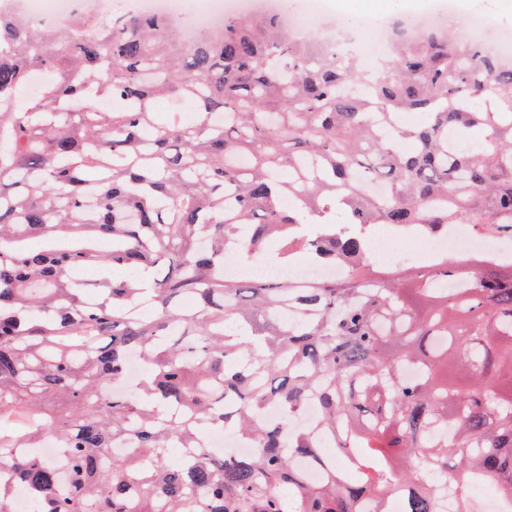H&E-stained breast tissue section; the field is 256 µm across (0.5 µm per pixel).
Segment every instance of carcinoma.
<instances>
[{"instance_id":"carcinoma-1","label":"carcinoma","mask_w":512,"mask_h":512,"mask_svg":"<svg viewBox=\"0 0 512 512\" xmlns=\"http://www.w3.org/2000/svg\"><path fill=\"white\" fill-rule=\"evenodd\" d=\"M391 41L372 74L275 12L188 42L161 15L0 14V512L18 491L29 512H436L472 478L512 502V263L412 270L423 313L364 263L377 224L512 237V65L439 28ZM271 237L351 275L224 276ZM115 266L131 276L97 278ZM310 401L316 425L295 424ZM270 404L285 418L263 425ZM213 425L253 452L168 459ZM49 435L59 464L24 452Z\"/></svg>"}]
</instances>
